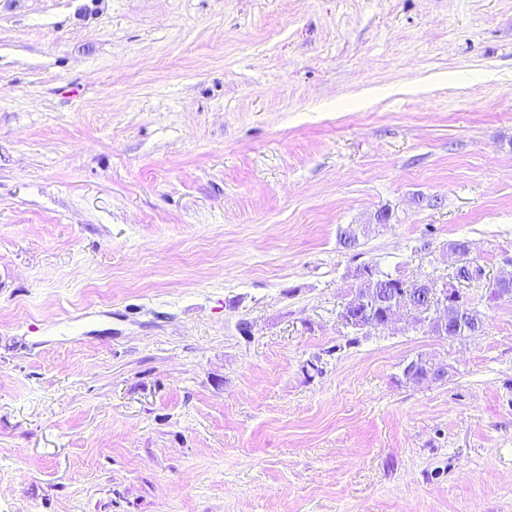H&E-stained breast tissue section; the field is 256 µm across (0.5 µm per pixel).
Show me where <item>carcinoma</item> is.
<instances>
[{"label":"carcinoma","instance_id":"cac0c4a2","mask_svg":"<svg viewBox=\"0 0 512 512\" xmlns=\"http://www.w3.org/2000/svg\"><path fill=\"white\" fill-rule=\"evenodd\" d=\"M359 276L358 288L364 292L373 290L375 302L365 308L355 303L346 304L344 311L347 312L349 320L347 326L357 331L381 327L391 312V306L386 301L394 295L401 294L403 299L417 305L422 303L417 291L407 287V282L396 275L365 266L359 271ZM431 366L432 361L421 356L410 361L403 369L405 383L418 384V376Z\"/></svg>","mask_w":512,"mask_h":512}]
</instances>
